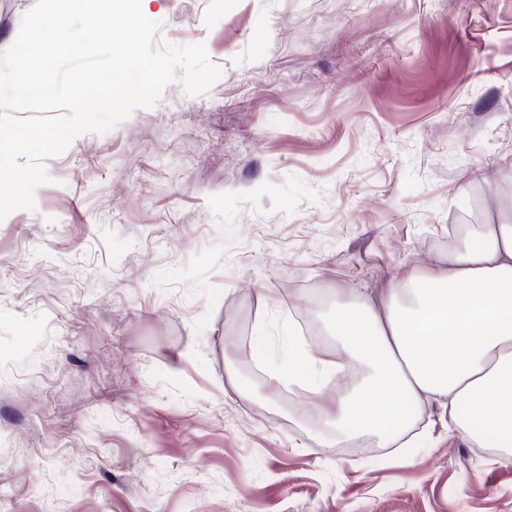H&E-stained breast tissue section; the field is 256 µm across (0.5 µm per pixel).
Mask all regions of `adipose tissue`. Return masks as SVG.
Listing matches in <instances>:
<instances>
[{"mask_svg":"<svg viewBox=\"0 0 512 512\" xmlns=\"http://www.w3.org/2000/svg\"><path fill=\"white\" fill-rule=\"evenodd\" d=\"M306 304L332 355L289 343L287 362L268 365L267 384L321 403L337 444L349 429L391 425L383 447H404L415 417L436 404L477 446H512V220L461 225L434 263L407 266L376 292L340 288L329 305ZM347 369L352 384L322 404Z\"/></svg>","mask_w":512,"mask_h":512,"instance_id":"1","label":"adipose tissue"}]
</instances>
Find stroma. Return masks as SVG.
<instances>
[{
	"instance_id": "stroma-1",
	"label": "stroma",
	"mask_w": 512,
	"mask_h": 512,
	"mask_svg": "<svg viewBox=\"0 0 512 512\" xmlns=\"http://www.w3.org/2000/svg\"><path fill=\"white\" fill-rule=\"evenodd\" d=\"M221 76L46 159L0 221V512H512L439 406L336 445L267 387L304 298L512 208V0H145Z\"/></svg>"
}]
</instances>
